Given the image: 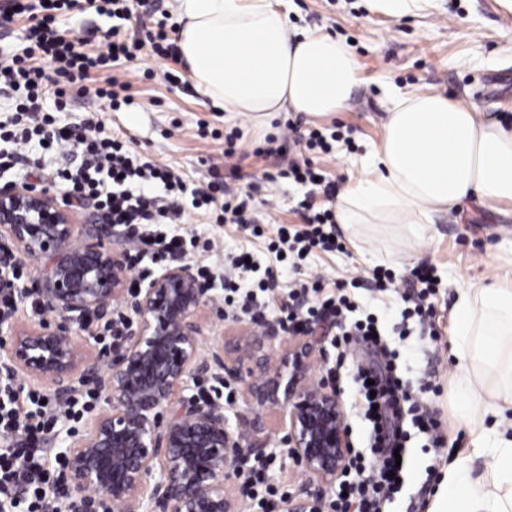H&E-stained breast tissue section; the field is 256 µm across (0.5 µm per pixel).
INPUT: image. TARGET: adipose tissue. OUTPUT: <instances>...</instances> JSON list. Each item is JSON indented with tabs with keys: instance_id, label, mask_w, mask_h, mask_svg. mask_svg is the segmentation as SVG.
I'll return each mask as SVG.
<instances>
[{
	"instance_id": "ef3b65f1",
	"label": "adipose tissue",
	"mask_w": 512,
	"mask_h": 512,
	"mask_svg": "<svg viewBox=\"0 0 512 512\" xmlns=\"http://www.w3.org/2000/svg\"><path fill=\"white\" fill-rule=\"evenodd\" d=\"M180 59L212 104L257 127L281 112L342 111L358 61L341 41L289 27L271 0H183ZM474 202L512 207V125L484 118L434 91L399 96L364 171L336 204L337 221L358 233L395 225L421 237L436 217ZM500 278L461 289L452 311L462 414L487 458L474 475L449 464L430 512H512V439L483 427L485 406H512V258Z\"/></svg>"
}]
</instances>
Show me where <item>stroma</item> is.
<instances>
[{
	"label": "stroma",
	"instance_id": "obj_1",
	"mask_svg": "<svg viewBox=\"0 0 512 512\" xmlns=\"http://www.w3.org/2000/svg\"><path fill=\"white\" fill-rule=\"evenodd\" d=\"M273 4L290 24L349 44L359 62V80L345 110L303 117L284 112L269 127L257 128L214 108L198 91L184 63H157L149 78L131 65L114 68V76L130 82L134 104L125 112L105 113L107 125L132 137L150 159L171 165L187 184L218 179L235 193H253L258 206L251 216L257 222L298 228L303 224L300 203L306 189L280 178L279 170L307 160L335 181L337 189H344L378 142L395 94L438 91L474 106L486 117L512 121V12L501 8L497 0H436L432 14L398 20L368 12L363 0H273ZM296 119L324 133H337L335 157L299 150L293 141L284 139L286 122ZM234 128L242 133L237 146L246 157L233 177L221 162L224 136ZM271 136L284 140L279 156H254V149ZM167 230L196 236L197 262L247 252L260 266L276 265L280 288H288L296 277L290 262L275 263L266 239L252 236L241 226L193 215L187 223L168 225ZM344 242V251L310 255L305 273L323 274L328 289L346 281L351 271L368 275L376 268L391 270L399 280L421 268L432 272L438 282L433 304L441 339L436 348L419 333L397 335L404 307L399 294L371 288L350 291L358 314L374 315L384 323L387 343L400 352V376L411 386L429 383L435 388L431 406L443 424L447 445L434 452L417 430H410L401 491L384 507V512H426L427 503L434 499L433 492L422 489L428 470H443L473 446L454 393L457 361L452 353L451 312L461 288L496 274L498 256L512 246V217L472 203L462 212L437 218L421 241L379 229L359 240L345 237ZM204 299L198 319L201 347L207 350L232 336L239 323L224 316L222 288L208 291ZM342 389L352 444L367 449L370 425L359 387L347 376Z\"/></svg>",
	"mask_w": 512,
	"mask_h": 512
}]
</instances>
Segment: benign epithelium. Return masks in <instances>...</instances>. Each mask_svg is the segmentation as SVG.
<instances>
[{
    "label": "benign epithelium",
    "instance_id": "1",
    "mask_svg": "<svg viewBox=\"0 0 512 512\" xmlns=\"http://www.w3.org/2000/svg\"><path fill=\"white\" fill-rule=\"evenodd\" d=\"M112 225L78 228L74 211L37 182L0 188V270L25 258L43 262L35 284L53 315L23 330L0 321L10 337L0 364L42 380L65 399L92 378L109 407L89 432L65 449L71 490L103 512H241L232 485L250 452L286 448L309 481L332 487L351 452L336 387L315 378L319 350L303 334L284 336L271 322L245 326L231 350L200 351L197 312L204 305L188 264H169L138 288L137 327L112 350L82 361L77 331L109 315L125 293L123 249ZM282 346L279 357L269 351ZM210 375L242 387L251 418L231 425L210 397L188 395L190 382ZM286 414L281 435L243 447L262 413Z\"/></svg>",
    "mask_w": 512,
    "mask_h": 512
}]
</instances>
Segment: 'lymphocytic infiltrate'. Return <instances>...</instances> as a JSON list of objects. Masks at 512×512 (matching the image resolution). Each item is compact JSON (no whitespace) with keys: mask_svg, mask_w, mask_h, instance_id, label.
I'll return each mask as SVG.
<instances>
[{"mask_svg":"<svg viewBox=\"0 0 512 512\" xmlns=\"http://www.w3.org/2000/svg\"><path fill=\"white\" fill-rule=\"evenodd\" d=\"M77 4L78 0H6L0 6L1 30L8 29L18 14L31 20L22 49L0 46V94L7 100L0 112V173L29 167L40 170L64 188L68 200L91 203L107 223L124 228L128 242L123 255L130 272L136 271L148 252L162 259L187 256L186 238L159 236L157 225L185 223L189 212L206 211L215 204L220 207L216 223L248 225L253 236H264L263 225L246 216L247 201L224 193L221 183L188 186L171 167L143 160L132 152L127 139L106 132L96 118L73 126L61 123L60 113L69 111L78 94L92 96L105 112L131 106L129 82L112 76L111 70L120 62H137L143 45H150L159 59L175 55L162 20L143 41L126 40L118 28H109L104 34L107 46L102 50L87 37L67 36L58 28V17L73 11ZM74 154L80 156V164L63 165V158ZM287 176L309 187L301 203L307 212L305 227L295 233L278 227L268 243L270 253L342 250V242L334 238V213L313 204L319 195L334 198L335 182L317 177L306 162H291ZM245 265L241 256L226 270L212 263L198 265V286L207 291L216 280H223L228 315L270 317L287 335L309 334L315 325L329 324L335 331L331 343L337 360H344L351 348L363 344L378 352L382 372H372L361 363L355 372L370 424V449L352 451L336 493L313 496L308 512H382L383 504L402 486L403 471L397 468L394 456L407 440L406 431L397 425L401 415L409 414L412 426L425 435L430 447L445 445L441 423L426 398L430 384L411 389L398 374V351L377 335V320L369 315L354 318L355 305L349 296L324 291L321 275L295 281L287 301L272 309L256 295L273 296L275 270L266 267L256 290L244 292L235 272ZM435 293L434 279L415 270L401 294L403 319L417 318L434 341L439 338L430 301ZM98 398L96 385L88 383L67 401H47L40 391L26 392L17 386L9 369L0 370V512H89L90 501L67 494V459L52 454L49 445L59 422H81ZM273 465L269 456L246 458L240 475L249 512H271L275 500L287 499L288 490L271 479Z\"/></svg>","mask_w":512,"mask_h":512,"instance_id":"f902f5d3","label":"lymphocytic infiltrate"}]
</instances>
